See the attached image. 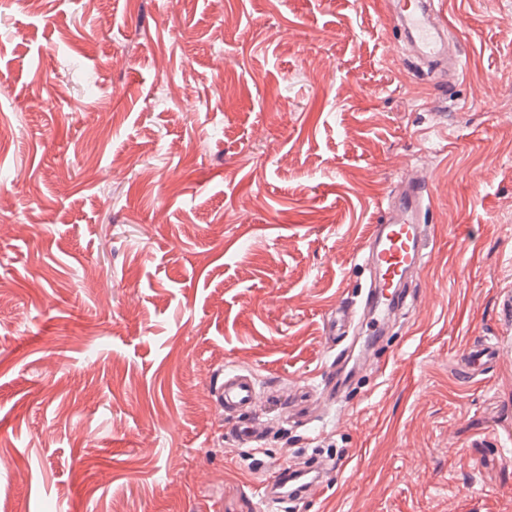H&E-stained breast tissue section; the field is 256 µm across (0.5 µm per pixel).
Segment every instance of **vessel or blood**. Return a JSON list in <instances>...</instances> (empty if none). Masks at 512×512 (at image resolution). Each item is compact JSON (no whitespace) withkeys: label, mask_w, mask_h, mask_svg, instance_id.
<instances>
[{"label":"vessel or blood","mask_w":512,"mask_h":512,"mask_svg":"<svg viewBox=\"0 0 512 512\" xmlns=\"http://www.w3.org/2000/svg\"><path fill=\"white\" fill-rule=\"evenodd\" d=\"M386 10L393 31L414 47L421 63L460 71V56L448 53L453 24L444 0H388ZM430 212L427 180L409 173L391 189L379 222L371 225L363 264L368 273L365 283L355 295L337 305L327 319L329 337L342 341L343 347L322 375L321 394L326 401L343 402L349 362H356L358 371H376L373 353L386 325L413 301V286L420 281L429 261ZM499 353L498 343L477 340L460 357L459 370L467 380H476ZM257 381L254 372L233 367L224 371L212 390L225 418L236 422V440L251 447L264 439L263 430L248 419L260 400ZM288 476V471L281 470L261 482L265 501L283 502L279 490L287 485Z\"/></svg>","instance_id":"b4317fda"}]
</instances>
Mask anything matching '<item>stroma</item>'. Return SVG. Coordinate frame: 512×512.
Returning a JSON list of instances; mask_svg holds the SVG:
<instances>
[{"instance_id": "35a3bbf8", "label": "stroma", "mask_w": 512, "mask_h": 512, "mask_svg": "<svg viewBox=\"0 0 512 512\" xmlns=\"http://www.w3.org/2000/svg\"><path fill=\"white\" fill-rule=\"evenodd\" d=\"M446 2L443 92L381 0H0V512H264L317 448L327 489L286 512H512V0ZM416 171L418 302L339 418L327 317ZM479 336L508 342L469 383ZM227 364L264 388L261 458L211 402ZM321 470V478L319 479L318 475L316 479L312 482L308 483L299 493L293 497L288 496V494L280 495L277 493V489L284 488L288 483V476L294 471V469L290 468L286 471L285 468L276 472L273 479L264 480L260 484L261 495L265 499V501L270 503H284L286 501H293L302 498H312L318 495L320 490L324 488L325 484L322 480V474L325 468L322 467V463L312 464L310 465L309 471L318 472Z\"/></svg>"}]
</instances>
